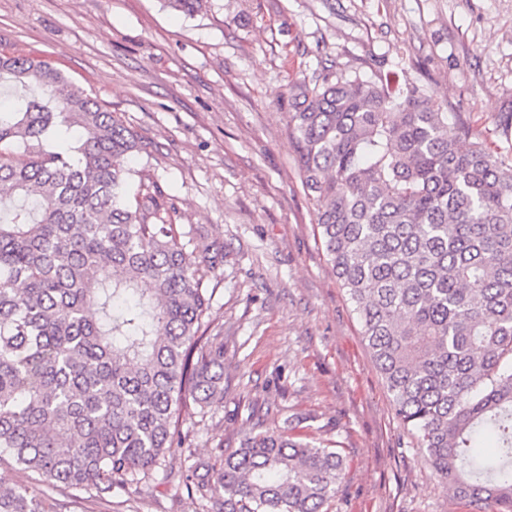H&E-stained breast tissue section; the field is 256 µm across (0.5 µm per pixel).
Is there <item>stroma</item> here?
<instances>
[{
    "instance_id": "stroma-1",
    "label": "stroma",
    "mask_w": 512,
    "mask_h": 512,
    "mask_svg": "<svg viewBox=\"0 0 512 512\" xmlns=\"http://www.w3.org/2000/svg\"><path fill=\"white\" fill-rule=\"evenodd\" d=\"M37 57L114 113L145 150L131 165L173 200L178 233L221 247L209 333L224 401L187 416L194 450L90 498L47 487L57 512H199L194 458L304 414L298 435L340 449L329 512H478L404 429L316 236L288 145L289 96L324 66L423 86L489 130L512 108V0H0V55Z\"/></svg>"
}]
</instances>
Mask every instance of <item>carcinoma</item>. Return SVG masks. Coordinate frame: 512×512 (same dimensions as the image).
Masks as SVG:
<instances>
[{
	"instance_id": "1",
	"label": "carcinoma",
	"mask_w": 512,
	"mask_h": 512,
	"mask_svg": "<svg viewBox=\"0 0 512 512\" xmlns=\"http://www.w3.org/2000/svg\"><path fill=\"white\" fill-rule=\"evenodd\" d=\"M192 15L204 0H165ZM0 512H56L39 488L98 498L192 447L182 413L224 401L205 335L222 250L180 238L135 184L134 134L66 77L0 56ZM496 141L390 76L327 73L291 94L289 144L319 240L396 414L433 473L512 512V111ZM292 416L195 461L201 512H327L344 460Z\"/></svg>"
}]
</instances>
